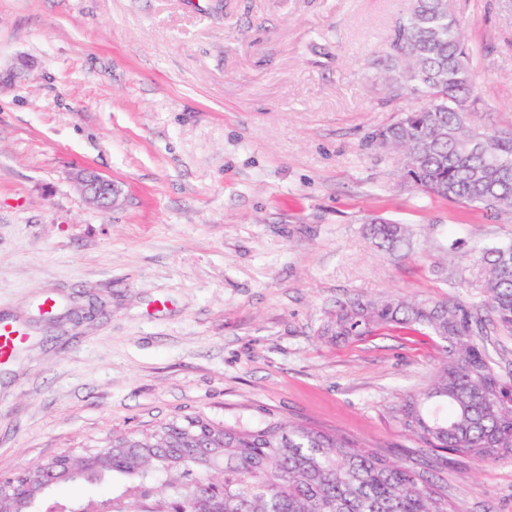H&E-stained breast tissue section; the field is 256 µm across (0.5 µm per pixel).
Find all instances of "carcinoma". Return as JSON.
Segmentation results:
<instances>
[{"mask_svg":"<svg viewBox=\"0 0 512 512\" xmlns=\"http://www.w3.org/2000/svg\"><path fill=\"white\" fill-rule=\"evenodd\" d=\"M380 66L392 92L428 100L370 136L399 156L401 180L486 211L512 210V135L470 124L479 103L476 76L448 0H409ZM365 235L385 253L406 256L415 232L375 219ZM469 265L480 269L486 309L512 333V243L474 250ZM391 327L427 330L442 351L431 386L398 408L399 429L437 454L478 463L511 455L512 377L494 367L478 313L437 297L355 295L336 302L320 335L338 342ZM107 446L110 456L69 455L62 465L48 461L3 478L18 492L0 495V512H11L17 493L38 512L40 486L55 488L85 471L110 489L96 512H450L448 495L411 467L271 413L257 426L200 414L173 418L140 433H114Z\"/></svg>","mask_w":512,"mask_h":512,"instance_id":"obj_1","label":"carcinoma"}]
</instances>
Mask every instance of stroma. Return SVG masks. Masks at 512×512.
Here are the masks:
<instances>
[{"mask_svg": "<svg viewBox=\"0 0 512 512\" xmlns=\"http://www.w3.org/2000/svg\"><path fill=\"white\" fill-rule=\"evenodd\" d=\"M408 0H0V477L198 413L264 412L352 435L512 512V455L432 458L394 412L442 352L391 330L331 343L338 301L399 292L480 304L440 246L512 242L493 213L403 184L374 130L424 107L376 61ZM478 75L474 125L512 132V6L448 0ZM123 190L104 212L76 180ZM411 225L418 255L363 235ZM56 302L58 320L39 306Z\"/></svg>", "mask_w": 512, "mask_h": 512, "instance_id": "stroma-1", "label": "stroma"}]
</instances>
